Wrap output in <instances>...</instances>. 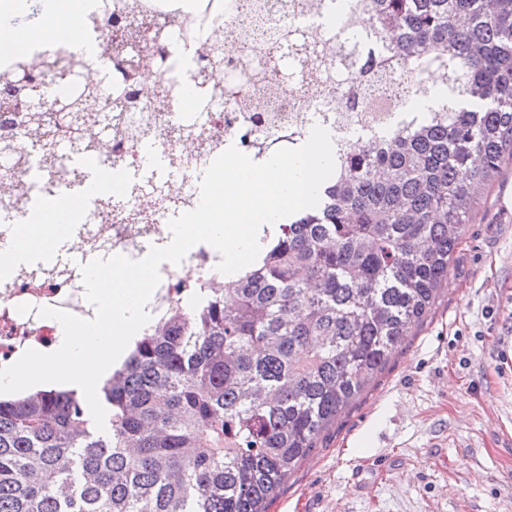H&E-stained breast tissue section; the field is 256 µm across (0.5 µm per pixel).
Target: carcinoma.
<instances>
[{
    "instance_id": "cac0c4a2",
    "label": "carcinoma",
    "mask_w": 512,
    "mask_h": 512,
    "mask_svg": "<svg viewBox=\"0 0 512 512\" xmlns=\"http://www.w3.org/2000/svg\"><path fill=\"white\" fill-rule=\"evenodd\" d=\"M314 0L368 17L381 54L361 65L363 32L330 26L311 44L289 23L247 77L250 38L272 0L229 21L239 49L221 61L245 90L315 85L345 147L319 204L288 217L224 288L134 341L98 387L105 430L75 390L0 394V512H267L321 433L352 406L431 312L465 225L512 164V0ZM399 74L444 98L378 149L351 129L387 125L380 99ZM42 96L36 135L79 115L94 140L112 88L84 81ZM242 111L263 138L272 102Z\"/></svg>"
}]
</instances>
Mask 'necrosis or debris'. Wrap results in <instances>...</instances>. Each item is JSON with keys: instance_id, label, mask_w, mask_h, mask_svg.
<instances>
[{"instance_id": "1", "label": "necrosis or debris", "mask_w": 512, "mask_h": 512, "mask_svg": "<svg viewBox=\"0 0 512 512\" xmlns=\"http://www.w3.org/2000/svg\"><path fill=\"white\" fill-rule=\"evenodd\" d=\"M240 0H194L191 8H180L177 0H94L89 13L75 25L94 44L91 68H106L112 86V101L124 100L121 88L125 73L117 64L115 37L110 31L113 14L150 23L177 17L159 40L166 66L150 94L136 108L112 115L108 133L109 150L99 154L79 142L74 134L53 130L52 139L62 150L55 161H46L39 143L28 135L21 118L7 120L0 112V175H9L16 192L9 206H0V241L10 237L11 228L26 223L34 208L60 193L79 192L90 177L88 160L124 175V183L113 195V209L89 207L94 236L88 239L89 253H115L138 260L150 246L168 243L170 219L192 210L199 196L202 175L211 162L229 147L239 146L243 120L229 115L239 99L226 93L219 102L196 96L191 108H182L179 92L184 83L200 82L196 56L209 45L212 33L223 28ZM315 98L301 92L282 91L276 102L283 114L292 117L289 133L272 142V149L294 147L305 132L303 117L312 111ZM164 166L173 192L156 190L147 197L129 191L134 181L150 177L154 165ZM218 253L199 244L191 248L180 265L160 267L161 281L146 310L152 322L166 318L175 303L192 296L196 288L213 280ZM82 260L46 261L30 257L0 281V365H6L27 350L51 351L58 343L56 320L40 317L43 307H55L77 317L91 319L94 307L86 300Z\"/></svg>"}]
</instances>
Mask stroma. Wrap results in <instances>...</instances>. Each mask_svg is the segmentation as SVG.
I'll return each instance as SVG.
<instances>
[{
  "label": "stroma",
  "instance_id": "stroma-1",
  "mask_svg": "<svg viewBox=\"0 0 512 512\" xmlns=\"http://www.w3.org/2000/svg\"><path fill=\"white\" fill-rule=\"evenodd\" d=\"M268 512H512V167L434 310Z\"/></svg>",
  "mask_w": 512,
  "mask_h": 512
}]
</instances>
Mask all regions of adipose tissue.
I'll list each match as a JSON object with an SVG mask.
<instances>
[{
  "label": "adipose tissue",
  "instance_id": "obj_1",
  "mask_svg": "<svg viewBox=\"0 0 512 512\" xmlns=\"http://www.w3.org/2000/svg\"><path fill=\"white\" fill-rule=\"evenodd\" d=\"M87 0H0V47L51 36L60 46L79 48L78 29L63 23V16L85 12ZM11 247L0 250V271L6 272L27 255H45L59 247L78 255L83 244L74 230L52 224L48 215L16 226Z\"/></svg>",
  "mask_w": 512,
  "mask_h": 512
}]
</instances>
